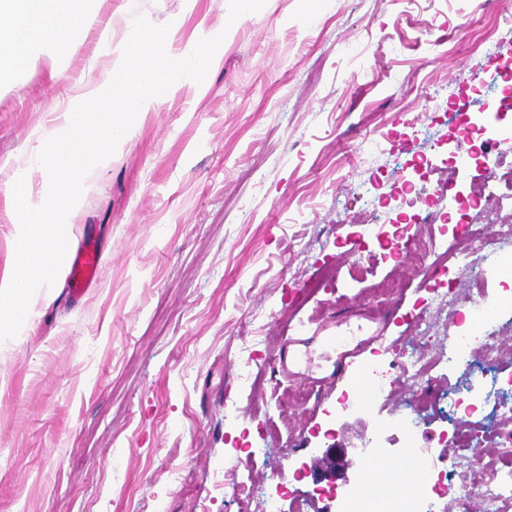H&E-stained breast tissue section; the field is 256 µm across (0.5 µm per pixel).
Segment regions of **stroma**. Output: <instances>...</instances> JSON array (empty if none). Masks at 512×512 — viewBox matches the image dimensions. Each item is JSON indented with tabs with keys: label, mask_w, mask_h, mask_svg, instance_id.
Segmentation results:
<instances>
[{
	"label": "stroma",
	"mask_w": 512,
	"mask_h": 512,
	"mask_svg": "<svg viewBox=\"0 0 512 512\" xmlns=\"http://www.w3.org/2000/svg\"><path fill=\"white\" fill-rule=\"evenodd\" d=\"M484 0H266L228 20V0H95L112 40L134 13L169 25L191 53L224 33L203 83L181 79L140 115L111 166L80 199L74 240L97 238L100 280L78 302L65 281L39 289L28 324L0 342V512H338L362 477L356 450L411 401L339 411L370 359L338 376L325 337L356 323L372 286L399 275L370 333L425 353L411 318L414 266L378 245L337 247L350 217L383 229L416 215L393 189L414 155L446 175L454 115L495 98L488 57L512 62V25L476 45ZM106 67L97 31L63 59L42 58L0 89V185L24 175L50 131ZM512 380V264L488 269ZM254 357L258 394L238 379ZM348 449L335 484L315 482L325 448ZM254 502L224 492V474Z\"/></svg>",
	"instance_id": "stroma-1"
}]
</instances>
